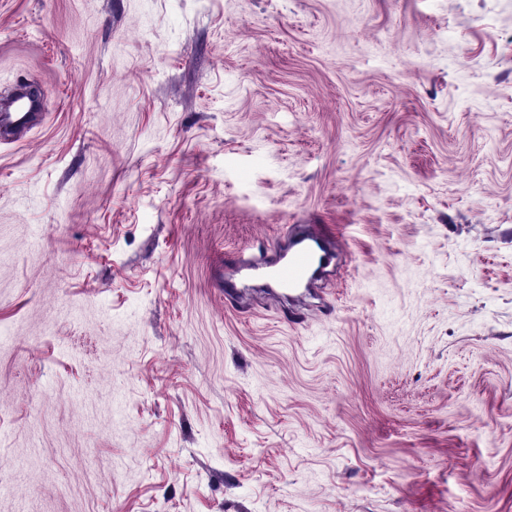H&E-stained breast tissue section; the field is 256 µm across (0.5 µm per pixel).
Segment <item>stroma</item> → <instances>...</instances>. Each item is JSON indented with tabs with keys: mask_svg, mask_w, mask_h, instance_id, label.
I'll list each match as a JSON object with an SVG mask.
<instances>
[{
	"mask_svg": "<svg viewBox=\"0 0 512 512\" xmlns=\"http://www.w3.org/2000/svg\"><path fill=\"white\" fill-rule=\"evenodd\" d=\"M19 84L0 512H512V0H0ZM346 250L342 234L331 224H295L283 249L259 257L246 256V251H241L232 268L224 265V298L238 297L237 275L261 277L269 288L288 291L291 296L330 271L334 260Z\"/></svg>",
	"mask_w": 512,
	"mask_h": 512,
	"instance_id": "stroma-1",
	"label": "stroma"
}]
</instances>
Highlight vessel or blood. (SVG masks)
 Masks as SVG:
<instances>
[{
    "label": "vessel or blood",
    "instance_id": "vessel-or-blood-1",
    "mask_svg": "<svg viewBox=\"0 0 512 512\" xmlns=\"http://www.w3.org/2000/svg\"><path fill=\"white\" fill-rule=\"evenodd\" d=\"M35 107L32 98L17 97L8 109L0 111V129L24 125ZM347 250L342 234L329 224H297L288 234L283 248L259 257L238 254L224 277L225 296L239 294L236 279L241 275L263 278L268 287L296 292L309 287L316 277Z\"/></svg>",
    "mask_w": 512,
    "mask_h": 512
}]
</instances>
